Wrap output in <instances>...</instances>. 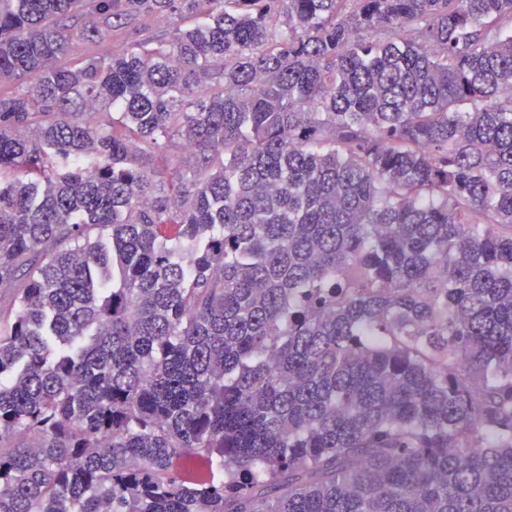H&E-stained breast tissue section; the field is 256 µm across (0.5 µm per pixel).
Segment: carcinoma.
<instances>
[{"label": "carcinoma", "mask_w": 512, "mask_h": 512, "mask_svg": "<svg viewBox=\"0 0 512 512\" xmlns=\"http://www.w3.org/2000/svg\"><path fill=\"white\" fill-rule=\"evenodd\" d=\"M7 81L0 512H512V0H0ZM142 26L143 32L138 34L137 28H139V25ZM138 24H132L129 29V33L134 34L136 36H139L141 34H144L145 36L149 38H166L169 36L171 28H172V22L169 19L166 18H155L151 19L142 23Z\"/></svg>", "instance_id": "cac0c4a2"}]
</instances>
